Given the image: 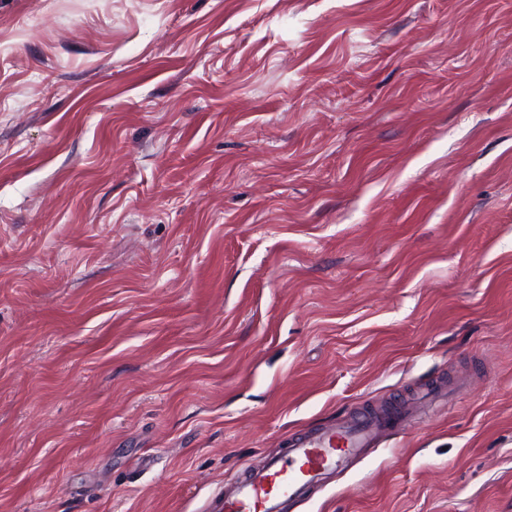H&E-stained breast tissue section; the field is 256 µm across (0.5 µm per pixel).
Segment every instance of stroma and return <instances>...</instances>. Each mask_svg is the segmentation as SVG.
Wrapping results in <instances>:
<instances>
[{"instance_id":"stroma-1","label":"stroma","mask_w":512,"mask_h":512,"mask_svg":"<svg viewBox=\"0 0 512 512\" xmlns=\"http://www.w3.org/2000/svg\"><path fill=\"white\" fill-rule=\"evenodd\" d=\"M512 512V0H0V512ZM425 404L367 412L292 439L283 453L226 482L210 512H288L327 475L375 447L383 434L402 430L415 412L426 414Z\"/></svg>"}]
</instances>
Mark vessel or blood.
I'll use <instances>...</instances> for the list:
<instances>
[{
	"label": "vessel or blood",
	"mask_w": 512,
	"mask_h": 512,
	"mask_svg": "<svg viewBox=\"0 0 512 512\" xmlns=\"http://www.w3.org/2000/svg\"><path fill=\"white\" fill-rule=\"evenodd\" d=\"M417 408H390L324 426L292 439L283 453L266 457L224 485V494L211 512H288L327 475L375 447L386 433L402 430Z\"/></svg>",
	"instance_id": "b4317fda"
}]
</instances>
